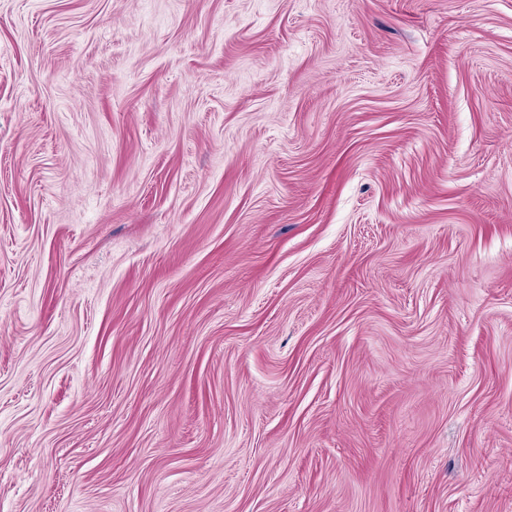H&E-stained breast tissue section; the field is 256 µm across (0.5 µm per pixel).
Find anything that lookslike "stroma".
<instances>
[{
	"instance_id": "obj_1",
	"label": "stroma",
	"mask_w": 512,
	"mask_h": 512,
	"mask_svg": "<svg viewBox=\"0 0 512 512\" xmlns=\"http://www.w3.org/2000/svg\"><path fill=\"white\" fill-rule=\"evenodd\" d=\"M0 512H512V0H0Z\"/></svg>"
}]
</instances>
